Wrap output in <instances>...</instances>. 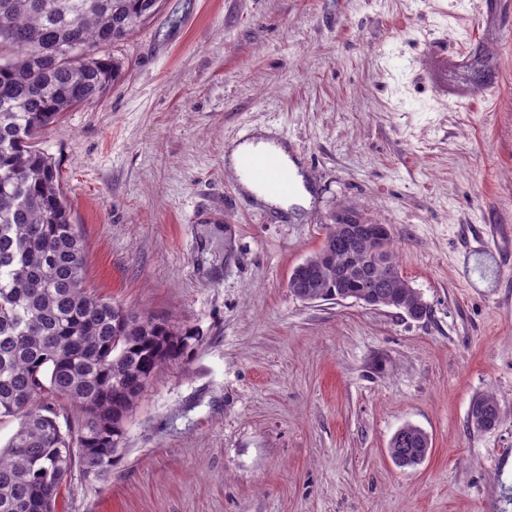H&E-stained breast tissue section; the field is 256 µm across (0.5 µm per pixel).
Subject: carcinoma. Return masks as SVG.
I'll use <instances>...</instances> for the list:
<instances>
[{
	"instance_id": "1",
	"label": "carcinoma",
	"mask_w": 512,
	"mask_h": 512,
	"mask_svg": "<svg viewBox=\"0 0 512 512\" xmlns=\"http://www.w3.org/2000/svg\"><path fill=\"white\" fill-rule=\"evenodd\" d=\"M160 0H0V420L18 427L0 448V512H56L63 479L80 463L106 480L124 447L130 408L159 369L184 361L193 332L125 309L85 285L86 246L71 223L52 157L36 138L65 112L102 96L119 66L100 49L133 33ZM342 228L327 225L308 268L288 278L303 302L368 295L382 306L426 315L420 293L394 257L365 264ZM79 410L77 430L58 422L62 402ZM480 418L500 421L490 395ZM428 435L405 425L388 452L400 467L429 454Z\"/></svg>"
}]
</instances>
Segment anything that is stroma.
<instances>
[{
    "mask_svg": "<svg viewBox=\"0 0 512 512\" xmlns=\"http://www.w3.org/2000/svg\"><path fill=\"white\" fill-rule=\"evenodd\" d=\"M114 86L37 139L89 289L190 328L108 479L58 512H512V0H161ZM271 129L308 207L256 202L226 149ZM387 224L414 320L287 288L331 216ZM492 395L500 423H469ZM427 432L417 468L388 445ZM431 443L428 435L414 425H405L392 436L388 452L400 467H414L429 454Z\"/></svg>",
    "mask_w": 512,
    "mask_h": 512,
    "instance_id": "obj_1",
    "label": "stroma"
}]
</instances>
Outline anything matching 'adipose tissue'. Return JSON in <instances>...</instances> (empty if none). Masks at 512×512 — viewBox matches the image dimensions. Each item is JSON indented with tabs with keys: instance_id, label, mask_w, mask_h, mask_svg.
Segmentation results:
<instances>
[{
	"instance_id": "adipose-tissue-1",
	"label": "adipose tissue",
	"mask_w": 512,
	"mask_h": 512,
	"mask_svg": "<svg viewBox=\"0 0 512 512\" xmlns=\"http://www.w3.org/2000/svg\"><path fill=\"white\" fill-rule=\"evenodd\" d=\"M258 152H272L280 158L286 173L295 184V191L293 194L278 198L267 194L259 185L254 183L247 184V191L262 203L272 204L276 202L282 205L304 203L308 197V192L303 185V178L296 164L290 158L287 146L273 138L270 131H258L249 140L233 146L230 150L232 169L240 170L243 160Z\"/></svg>"
}]
</instances>
